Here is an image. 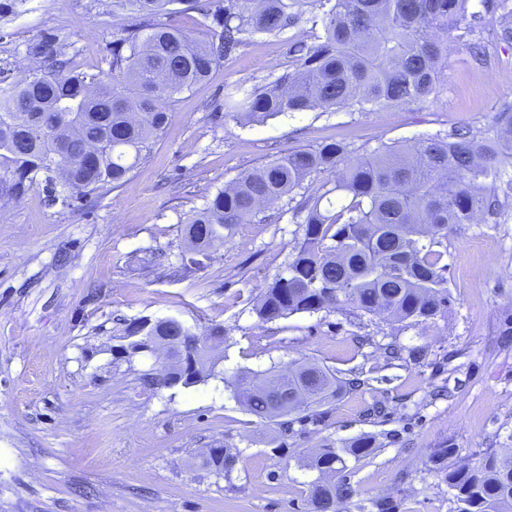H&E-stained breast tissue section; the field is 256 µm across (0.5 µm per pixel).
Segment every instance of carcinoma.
<instances>
[{
    "instance_id": "1",
    "label": "carcinoma",
    "mask_w": 512,
    "mask_h": 512,
    "mask_svg": "<svg viewBox=\"0 0 512 512\" xmlns=\"http://www.w3.org/2000/svg\"><path fill=\"white\" fill-rule=\"evenodd\" d=\"M173 0H114L115 7L143 18L166 11ZM471 0H220L204 11L209 38L195 43L169 25H143L112 42V75L75 73L57 59L54 40L42 39L36 54L48 70L20 82L0 96V174L15 178L20 192L34 171L59 172L63 184L84 196L103 184L128 180L145 159L169 119L175 95L204 81L214 67L256 34L279 36L309 21L322 35L309 45L291 42L295 67L274 80L224 94V112L264 121L314 108L367 109L425 104L440 92L448 40L471 45L483 16ZM310 18H305V15ZM502 135L512 134V105L493 116ZM500 141L479 139L458 129L446 137H427L385 145L352 156L339 141L280 154L241 172L206 206L187 219L183 232L194 257L224 247L240 224L252 222L263 207L278 204L301 188L314 172L334 174L331 187L306 199L302 234L286 274L263 288L252 310L264 324L295 314L333 312L349 306L360 318L386 314L398 322H434L448 315L453 297L448 265L439 250L457 224L495 220L509 206L512 177L501 158ZM218 328L197 332L177 317L130 323L121 350L146 356L147 336H160L184 352V388L216 376ZM246 410L288 432L294 424L317 423L318 408L355 387L316 362L298 363L283 374L238 370L222 376ZM156 393L171 388L160 371L141 377ZM376 451L371 435H360L317 449L306 468L342 474L349 458ZM452 448L430 457L448 485L453 512H512V453L485 448L473 464L447 465ZM238 452L216 443L203 465L230 478ZM313 512H344L354 490L346 480L308 483Z\"/></svg>"
}]
</instances>
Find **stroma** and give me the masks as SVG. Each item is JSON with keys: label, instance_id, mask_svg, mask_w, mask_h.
Segmentation results:
<instances>
[{"label": "stroma", "instance_id": "35a3bbf8", "mask_svg": "<svg viewBox=\"0 0 512 512\" xmlns=\"http://www.w3.org/2000/svg\"><path fill=\"white\" fill-rule=\"evenodd\" d=\"M215 0H174L160 23L206 37ZM484 17L485 56L449 50L438 96L371 112L316 108L262 123L224 112V94L293 64L289 44L313 42L310 24L257 35L191 90L121 187L69 198L45 172L13 192L0 179V512H309L315 472L304 457L320 444L363 434L377 451L349 464L348 512L380 498L396 512H452L448 487L430 469L438 448L453 463L486 448H512V207L496 222L456 225L448 235L447 317L431 324L356 319L351 308L259 323L255 292L281 274L303 219L299 205L328 173L308 176L293 199L239 225L203 268L184 269V221L242 171L324 140L352 155L460 128L494 139L492 117L512 102V43L497 10ZM134 14L112 0H20L0 18V91L39 70L31 46L54 37L62 58L90 75L111 71L112 42ZM176 316L224 330L217 377L190 388L143 391L154 358L123 357L119 337L142 317ZM405 356L388 359L387 344ZM311 360L361 370L359 391L322 406L320 423L290 436L249 414L220 372L260 371ZM236 447L231 479L199 453Z\"/></svg>", "mask_w": 512, "mask_h": 512}]
</instances>
